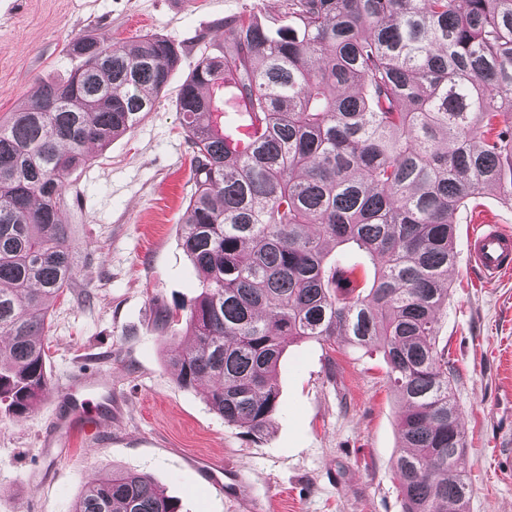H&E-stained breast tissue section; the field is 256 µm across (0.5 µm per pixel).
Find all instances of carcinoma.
Returning a JSON list of instances; mask_svg holds the SVG:
<instances>
[{
    "label": "carcinoma",
    "mask_w": 512,
    "mask_h": 512,
    "mask_svg": "<svg viewBox=\"0 0 512 512\" xmlns=\"http://www.w3.org/2000/svg\"><path fill=\"white\" fill-rule=\"evenodd\" d=\"M284 21L224 19V48L176 102L193 152L182 248L201 292L179 384L210 383L227 426L263 432L288 344L348 337L382 352L406 412L394 462L404 512H467L466 448L438 312L457 262L453 215L485 189L512 205V0H281ZM77 67L37 81L0 122V409L49 388L45 300L76 271L69 177L141 123L184 51L154 34L67 45ZM231 81L251 149L224 147ZM73 512H179L144 474L103 471Z\"/></svg>",
    "instance_id": "cac0c4a2"
}]
</instances>
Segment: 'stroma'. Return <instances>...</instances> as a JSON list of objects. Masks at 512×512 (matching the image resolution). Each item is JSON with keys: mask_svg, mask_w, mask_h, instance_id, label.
<instances>
[{"mask_svg": "<svg viewBox=\"0 0 512 512\" xmlns=\"http://www.w3.org/2000/svg\"><path fill=\"white\" fill-rule=\"evenodd\" d=\"M279 17L281 0H0V121L23 106L36 80L75 67L65 46L92 35L123 41L165 35L182 45L154 112L72 174L79 201L66 209L76 276L49 299L43 338L49 386L81 371L104 374L121 410L111 433L67 450L45 448L51 396L21 419L0 416V512H72L87 476L127 470L149 476L180 512H403L393 464L403 407L380 353L344 338L286 349L280 408L259 435L226 426L204 387H181L170 358L189 341L185 316L199 295L181 248L191 193V148L175 108L190 62L224 41V20ZM512 231V206L479 195L454 217L457 263L442 311L454 399L466 431L459 469L468 512H512V276L482 279L466 258L472 226ZM173 318L160 328V309ZM224 468V487L200 463Z\"/></svg>", "mask_w": 512, "mask_h": 512, "instance_id": "obj_1", "label": "stroma"}]
</instances>
